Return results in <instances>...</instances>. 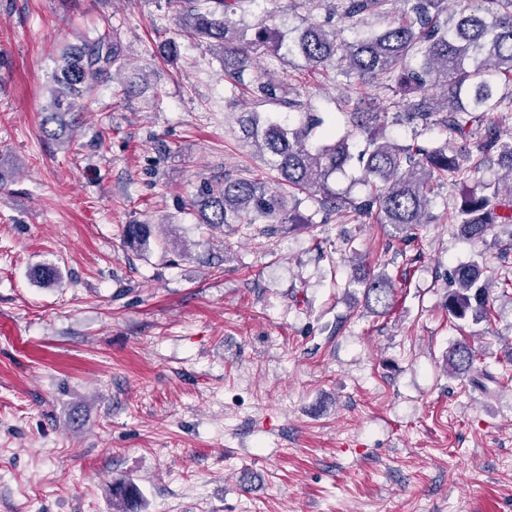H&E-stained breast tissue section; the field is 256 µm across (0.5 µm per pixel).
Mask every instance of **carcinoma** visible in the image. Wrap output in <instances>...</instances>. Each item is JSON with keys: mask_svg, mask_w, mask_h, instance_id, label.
Instances as JSON below:
<instances>
[{"mask_svg": "<svg viewBox=\"0 0 512 512\" xmlns=\"http://www.w3.org/2000/svg\"><path fill=\"white\" fill-rule=\"evenodd\" d=\"M248 0H179L180 31L202 38L219 48L224 79L232 90H247L259 107L288 108L302 113L297 127L282 124L268 112H245L239 123L244 137L269 155L268 166L280 181L270 183L226 172L204 180L190 201L200 224H243L259 220L276 224H304L306 220L286 210L287 199L305 196L316 201L325 216L342 211L374 218L392 229L391 237L405 245L416 230L435 220L432 213L435 187L445 181L465 184L476 171L498 157L504 174L480 182L465 194L452 215L457 234L483 242L496 224H512V132L484 122L486 115L512 114V0H466L457 15L448 16V0H400L402 16L377 33H364L348 41L341 30L318 24L296 28L284 36L260 19L239 28L233 16L244 11ZM393 0H339L340 17L353 19L385 15ZM288 38V54L302 58L312 72L336 79L359 80L358 93L373 83L396 89L402 97L421 95L404 103L394 120L410 128V139L401 144L385 133L387 113L336 105V121L322 135V143L309 140L323 120L303 111L304 103L292 95L288 76L276 77L257 70L249 82L242 74L254 67L257 55L280 49ZM118 41L103 48L102 41L85 44L82 51L64 53L52 77L49 112L42 126L72 125L77 102L117 63ZM434 86L438 95L423 89ZM440 129L461 138L455 148L435 145L425 135ZM361 135L365 147L353 151ZM362 170L366 192L354 198L329 189V178L351 163ZM152 236L150 224H127L124 239L132 248H144ZM483 254L453 270L446 307L458 321L491 323L492 281L484 277ZM355 283L363 290L365 304L377 315L386 314L395 302V282L385 273H366ZM479 351L460 340L448 351V370L469 377L477 371ZM137 486L127 477L112 480L115 512H135Z\"/></svg>", "mask_w": 512, "mask_h": 512, "instance_id": "carcinoma-1", "label": "carcinoma"}]
</instances>
